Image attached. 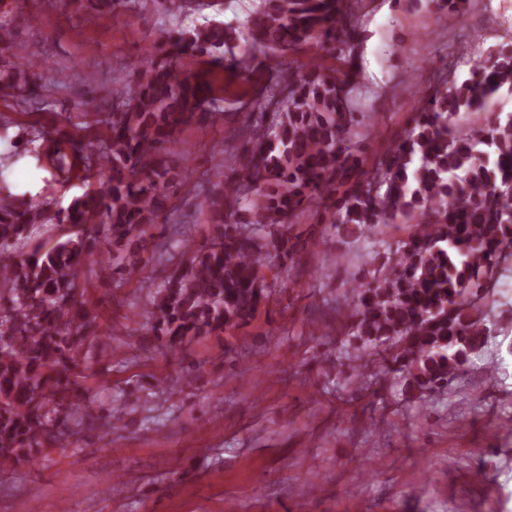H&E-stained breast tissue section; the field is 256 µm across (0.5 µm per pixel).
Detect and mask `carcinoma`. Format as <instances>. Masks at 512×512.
<instances>
[{
  "label": "carcinoma",
  "mask_w": 512,
  "mask_h": 512,
  "mask_svg": "<svg viewBox=\"0 0 512 512\" xmlns=\"http://www.w3.org/2000/svg\"><path fill=\"white\" fill-rule=\"evenodd\" d=\"M136 0H76L100 21ZM237 28L214 21L167 32L135 80L112 93V109L95 100L52 122L27 125L0 113V471L30 461L39 448L70 442V419L85 357L103 343L101 303L79 284L78 269L123 243L118 263L102 272L138 277L153 230L168 223L175 189L188 177L172 167L181 131L224 113L212 67L250 81L259 54L311 47L343 68L288 67L240 108L250 109L238 160L240 176L216 167L197 207L216 235L181 240L186 256L144 312L149 330L176 348L188 338L219 336L253 320L274 291L266 251L290 256L288 224L306 210L327 215L332 229L369 236L380 224H407L388 247L381 273L349 289L359 359L387 344L391 359L421 389H445L485 336L483 300L512 257V113L495 112L512 94V49L461 56L468 73L443 80L415 102L412 125L372 169L354 142L360 124L350 105L362 35L349 0H259ZM0 98L26 107L44 103L46 63L29 57L0 22ZM192 58L203 67L183 69ZM33 157L59 189L86 187L53 210L39 193H14L11 167ZM68 226L44 246L38 229Z\"/></svg>",
  "instance_id": "1"
}]
</instances>
